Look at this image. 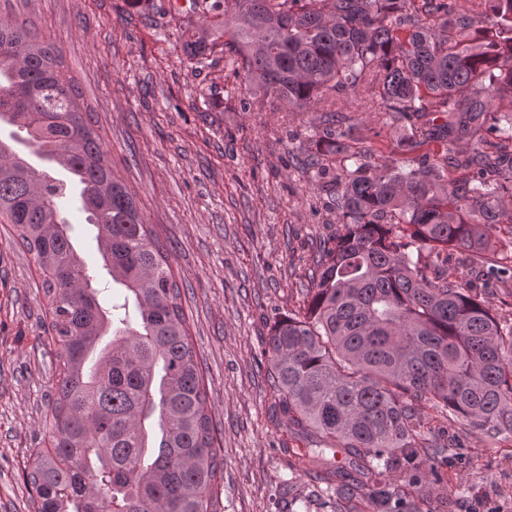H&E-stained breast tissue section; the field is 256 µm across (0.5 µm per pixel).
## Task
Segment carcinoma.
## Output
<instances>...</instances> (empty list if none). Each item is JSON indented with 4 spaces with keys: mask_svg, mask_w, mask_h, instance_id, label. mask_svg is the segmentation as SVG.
<instances>
[{
    "mask_svg": "<svg viewBox=\"0 0 512 512\" xmlns=\"http://www.w3.org/2000/svg\"><path fill=\"white\" fill-rule=\"evenodd\" d=\"M214 0L202 9L228 36L224 52L262 92L259 107L324 113L308 154L336 201L340 228L321 247L306 306L275 321L265 353L272 415L293 468L336 500V512H438L419 487L441 480L448 446L434 422L451 413L512 436V313L462 286L459 269L494 271L495 229L511 224L512 161L482 150L489 126L512 141V0ZM216 40L190 43L197 57ZM409 123L400 141H474L454 157L473 169L448 182V154L390 165L349 149L332 96ZM58 46L0 20V125L64 169L38 171L0 140V216L33 256L58 347L47 403L48 446L26 474L35 512H214L223 458L167 251L114 175ZM78 188L86 221L123 302L106 308L59 216ZM106 336L112 337L103 343ZM349 456L345 465L336 453Z\"/></svg>",
    "mask_w": 512,
    "mask_h": 512,
    "instance_id": "obj_1",
    "label": "carcinoma"
}]
</instances>
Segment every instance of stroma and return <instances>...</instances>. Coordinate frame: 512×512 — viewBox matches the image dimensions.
Wrapping results in <instances>:
<instances>
[{"mask_svg": "<svg viewBox=\"0 0 512 512\" xmlns=\"http://www.w3.org/2000/svg\"><path fill=\"white\" fill-rule=\"evenodd\" d=\"M189 2L0 0V19L61 49L104 150L168 251L224 458L217 512H334L279 446L265 353L276 319L303 309L313 257L336 234L332 192L301 165L321 115L257 108L221 50L189 57L185 43L213 22ZM350 122L353 150L403 161L405 127L379 112ZM59 208L102 276L95 229L71 198ZM45 305L32 256L0 218V512H32L24 476L44 446L57 380ZM430 438L450 446L448 512H512V438L457 419Z\"/></svg>", "mask_w": 512, "mask_h": 512, "instance_id": "35a3bbf8", "label": "stroma"}]
</instances>
